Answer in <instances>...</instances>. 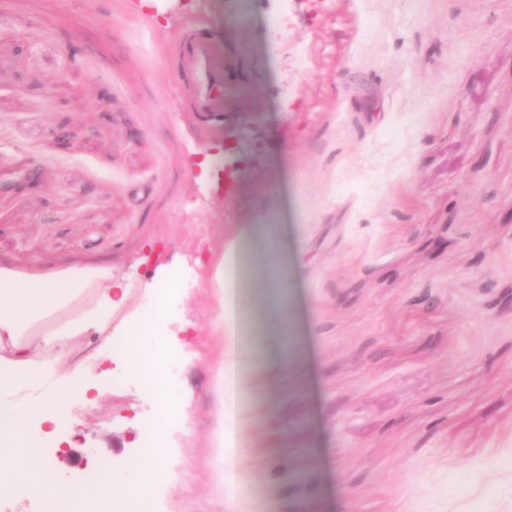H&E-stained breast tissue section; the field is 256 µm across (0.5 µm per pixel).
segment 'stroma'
Listing matches in <instances>:
<instances>
[{"instance_id":"stroma-1","label":"stroma","mask_w":512,"mask_h":512,"mask_svg":"<svg viewBox=\"0 0 512 512\" xmlns=\"http://www.w3.org/2000/svg\"><path fill=\"white\" fill-rule=\"evenodd\" d=\"M206 22L237 97L190 110L183 32ZM81 128L61 146L53 131ZM0 271L111 269L113 326L179 275L168 362L186 484L157 512H512V0H0ZM238 245L231 482L212 464L226 342L216 264ZM24 336L71 423L57 482L129 479L150 393L105 337ZM52 345H44L47 334Z\"/></svg>"}]
</instances>
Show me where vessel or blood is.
<instances>
[{
	"label": "vessel or blood",
	"instance_id": "1",
	"mask_svg": "<svg viewBox=\"0 0 512 512\" xmlns=\"http://www.w3.org/2000/svg\"><path fill=\"white\" fill-rule=\"evenodd\" d=\"M179 65L192 83V111L204 120L222 114L229 77L224 54L205 26H196L182 35Z\"/></svg>",
	"mask_w": 512,
	"mask_h": 512
}]
</instances>
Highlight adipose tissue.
I'll return each mask as SVG.
<instances>
[{"label":"adipose tissue","mask_w":512,"mask_h":512,"mask_svg":"<svg viewBox=\"0 0 512 512\" xmlns=\"http://www.w3.org/2000/svg\"><path fill=\"white\" fill-rule=\"evenodd\" d=\"M238 263L235 248L226 247L215 271L219 284L216 295L223 310L222 329L229 336L234 333ZM89 287L95 289L96 295L86 303L80 321L65 327L68 336H78L89 329L99 333L108 329L113 310L126 299L125 288L113 281L111 270L77 271L64 279L49 275L25 284L16 283L8 274L0 272V346L15 347L13 358H0L1 387H19L48 373V366L24 363L25 351L19 346L18 338L25 335L33 322L77 298ZM178 290L176 278L157 276L148 288L149 312L136 317L129 330L112 342L127 369L154 396V418L140 428V454L131 465L138 482L119 486L104 473L91 490H71L57 485L42 466L40 450L34 446L26 423L32 419L51 424L57 430L69 425L66 395L74 386L67 381L62 383L60 392L47 400L23 405L0 402V496L39 498L47 512H90L89 503L94 499L105 503V512H141L142 504L152 503L157 489L177 482L178 477L168 461L180 456L181 450L173 443L171 431L175 421L187 416L191 396L172 395L165 354L153 340Z\"/></svg>","instance_id":"adipose-tissue-1"}]
</instances>
